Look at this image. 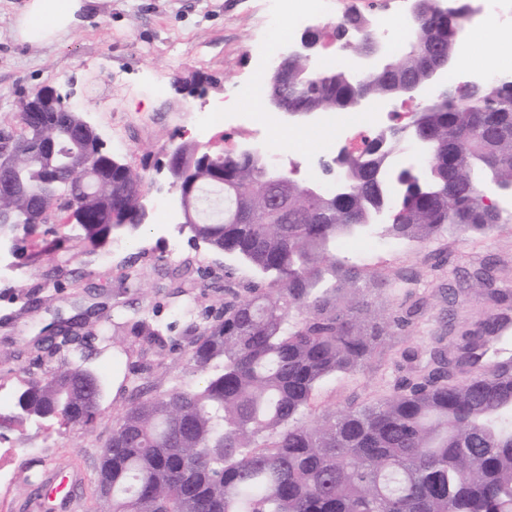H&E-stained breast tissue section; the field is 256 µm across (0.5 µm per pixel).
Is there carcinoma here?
<instances>
[{
  "mask_svg": "<svg viewBox=\"0 0 512 512\" xmlns=\"http://www.w3.org/2000/svg\"><path fill=\"white\" fill-rule=\"evenodd\" d=\"M472 0H424L413 20L410 49L370 75L351 62L373 48L371 17L360 12L336 24L341 62L318 69L305 59L278 58L292 75L314 74L288 86V107L320 104L349 110L365 96L390 94L402 80L424 77L435 59L456 58ZM55 111L32 117L30 130L0 131V141L26 138L29 153L0 182V235L33 238L59 215L78 233L64 236L75 258L134 235L145 223L143 176L106 150L45 88ZM429 140L423 178H399V157L412 135ZM45 141L58 160L87 156L75 174H54L39 156ZM349 188L319 197L307 182L284 175L272 200L265 171L255 160L216 152L208 164L192 162L199 188L195 241L247 265L249 281L211 322L197 320L185 299L197 287L190 268L172 275L168 298L179 302L191 336L189 362L203 383L152 394L137 385L112 428V456H100L95 482L112 485V502L96 499V512H512V380L485 373L490 345L500 340L499 319L448 337H435L422 370L402 378L372 405L350 406L309 424L313 393L328 377L362 369L384 336L412 323L418 308L379 321L365 291V276L336 259V242L360 236L388 213L382 233L424 242L442 234H485L512 222V210L485 202L489 183L512 198V77L476 87L450 80L435 104H423L402 125L374 132L360 150L343 157ZM470 285L493 303L512 308V293L492 287L494 266L469 272ZM78 325L57 321L40 340L51 360L29 373L10 421L57 420L86 430L98 414L84 371L86 349L74 342ZM166 327L143 314L112 321L115 336H141L158 354ZM196 468L181 471V456Z\"/></svg>",
  "mask_w": 512,
  "mask_h": 512,
  "instance_id": "carcinoma-1",
  "label": "carcinoma"
}]
</instances>
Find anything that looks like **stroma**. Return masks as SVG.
I'll use <instances>...</instances> for the list:
<instances>
[{
  "mask_svg": "<svg viewBox=\"0 0 512 512\" xmlns=\"http://www.w3.org/2000/svg\"><path fill=\"white\" fill-rule=\"evenodd\" d=\"M23 4L0 0V130L17 129L19 101L52 86L85 113L112 154L153 183L139 236L112 238L96 254L70 260L58 282L45 280L47 260L34 263L10 248L0 249V261L16 272L11 279L0 278V416L12 420L0 430V441L13 449L0 465V512H30L22 465L30 463L39 478L50 461L61 463L65 477L84 474V482L74 488V512H95L97 459L129 405L132 387L145 383L162 393L198 383L201 375L190 365L181 337L161 358L131 336L98 341L86 360L103 384L93 428L80 432L57 421L19 424L13 420L17 397L25 388V370L39 352V331L58 313L83 312L101 327L112 312L132 309L165 324L179 322L177 310L163 299L164 275L187 265L224 268L221 287L192 291L199 310L209 316L221 310L233 287L251 279L245 265L180 232L178 194L156 168L168 148L179 143L210 144L229 153L245 141L269 149L270 133L221 123L205 126L200 117L231 97L238 99L239 111L265 109V102L242 91L269 64L268 21L281 16L282 6L280 0H87L70 35L42 45L15 37L12 19ZM460 43L489 69L495 59L512 56V27L490 17L476 34L461 35ZM312 126L314 134L299 154L284 155L279 165L286 169L299 162L298 178L327 187L335 177L323 166L336 155L328 147L336 131L317 120ZM336 256L385 279V286L370 295L382 315H398L417 301L423 309L413 325L387 337L363 369L322 381L306 413L310 422L350 403L368 405L390 394L407 373L403 351L425 349L448 321L465 326L495 317L498 310L482 290L465 285L471 266L495 262L497 287L512 291V223L485 235L460 234L424 244L378 234L345 237ZM131 258L141 272L134 284L121 276L122 264ZM31 290L43 300L35 310L24 306Z\"/></svg>",
  "mask_w": 512,
  "mask_h": 512,
  "instance_id": "1",
  "label": "stroma"
}]
</instances>
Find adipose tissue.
Masks as SVG:
<instances>
[{"mask_svg": "<svg viewBox=\"0 0 512 512\" xmlns=\"http://www.w3.org/2000/svg\"><path fill=\"white\" fill-rule=\"evenodd\" d=\"M83 0H27L15 20L17 36L24 41L52 42L74 29Z\"/></svg>", "mask_w": 512, "mask_h": 512, "instance_id": "adipose-tissue-1", "label": "adipose tissue"}]
</instances>
